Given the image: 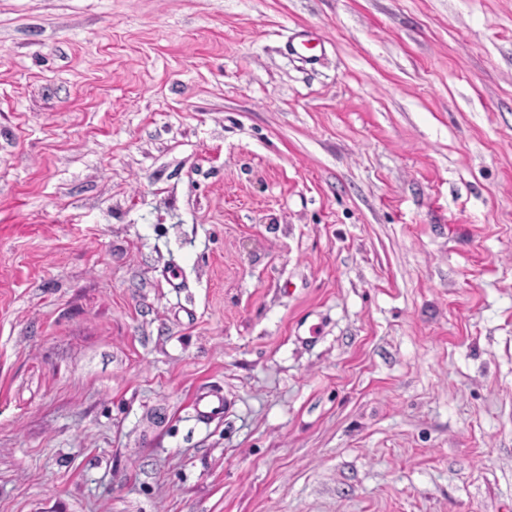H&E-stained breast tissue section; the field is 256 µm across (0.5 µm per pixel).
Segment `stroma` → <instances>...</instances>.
Returning <instances> with one entry per match:
<instances>
[{
    "mask_svg": "<svg viewBox=\"0 0 512 512\" xmlns=\"http://www.w3.org/2000/svg\"><path fill=\"white\" fill-rule=\"evenodd\" d=\"M0 512H512V0H0ZM196 412L203 419H211L224 413L227 400L221 391H210L197 398Z\"/></svg>",
    "mask_w": 512,
    "mask_h": 512,
    "instance_id": "35a3bbf8",
    "label": "stroma"
}]
</instances>
